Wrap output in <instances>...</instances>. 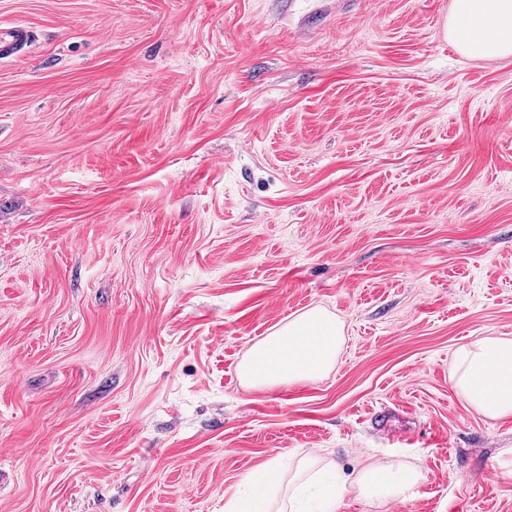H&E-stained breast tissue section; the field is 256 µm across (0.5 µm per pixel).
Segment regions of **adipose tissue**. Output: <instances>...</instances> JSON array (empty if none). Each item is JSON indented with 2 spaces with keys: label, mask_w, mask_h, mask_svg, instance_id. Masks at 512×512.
Segmentation results:
<instances>
[{
  "label": "adipose tissue",
  "mask_w": 512,
  "mask_h": 512,
  "mask_svg": "<svg viewBox=\"0 0 512 512\" xmlns=\"http://www.w3.org/2000/svg\"><path fill=\"white\" fill-rule=\"evenodd\" d=\"M448 29L465 56H511L512 0H452ZM341 342L339 319L312 309L255 344L242 374L255 387L312 380L335 364ZM452 380L477 413L491 419L512 416V339L486 336L459 346ZM335 473L332 462L299 454L288 478L287 498L275 512H339L342 492ZM423 478V470L414 465L371 463L358 471L352 487L360 498L379 507L406 500Z\"/></svg>",
  "instance_id": "adipose-tissue-1"
}]
</instances>
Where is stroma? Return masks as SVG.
<instances>
[{
	"label": "stroma",
	"instance_id": "obj_1",
	"mask_svg": "<svg viewBox=\"0 0 512 512\" xmlns=\"http://www.w3.org/2000/svg\"><path fill=\"white\" fill-rule=\"evenodd\" d=\"M451 0H0V512H224L303 450L512 512V416L453 354L512 337V56ZM312 308L321 378L251 388ZM448 29L458 50L475 59L512 55V0H452ZM29 40V30L21 26L0 25V58L12 56ZM341 342L339 319L321 309L309 310L252 347L243 377L254 387L318 378L335 364Z\"/></svg>",
	"mask_w": 512,
	"mask_h": 512
}]
</instances>
